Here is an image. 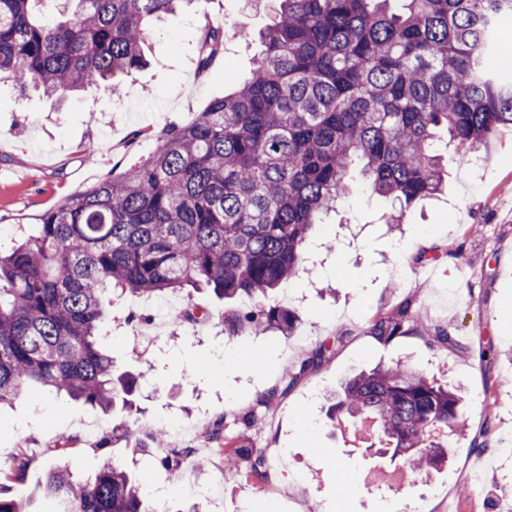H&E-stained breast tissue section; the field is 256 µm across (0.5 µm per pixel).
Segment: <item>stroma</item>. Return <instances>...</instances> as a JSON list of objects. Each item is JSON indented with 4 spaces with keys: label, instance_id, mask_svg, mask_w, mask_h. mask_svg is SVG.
<instances>
[{
    "label": "stroma",
    "instance_id": "35a3bbf8",
    "mask_svg": "<svg viewBox=\"0 0 512 512\" xmlns=\"http://www.w3.org/2000/svg\"><path fill=\"white\" fill-rule=\"evenodd\" d=\"M213 27L225 30L223 51L208 73L196 70L197 12L180 9L155 24L144 46L147 67L124 77L123 107L115 109L103 84L92 83L62 105L37 92L17 98L0 88V248L35 233L39 217L101 180L119 176L151 152L157 134L183 122L246 79L262 51L260 34L269 21V0H211ZM386 204L366 189L329 213L306 245L321 252L323 269L281 284L270 303L293 305L303 323L289 336L238 335L224 328L227 301L213 293L170 292L166 303H191L204 317L163 324L143 309L142 299L113 300L103 332L116 372L140 375L137 412L110 413L87 405H60L51 395L27 392L0 409V466L26 449L31 457L14 493L30 512L42 504L33 492L70 436L80 441L71 457L75 474L92 478L103 460L126 466L144 492L171 486L175 512H512V129L502 130L474 153L471 163L448 164L442 191L419 200L399 230H388ZM462 245L454 262L426 266L413 258L424 243ZM415 302L420 324L451 325L455 336L476 351L492 344V362L476 354L432 347L419 336L384 344L369 332L376 313L403 299ZM351 334L319 371L288 397L257 406L258 394L276 384L317 342L339 327ZM402 361L433 375L465 396L466 430L454 435L448 465L417 486L371 487L369 475L396 477L388 459L364 450L360 436L332 425L325 400L352 373ZM180 419L184 432L171 434L181 448L196 449L207 465H184L179 483L162 465L153 442L154 422ZM222 422L226 438L244 436L247 447L276 458L282 492L270 498L245 475L224 472V457L209 435ZM137 429L141 450L122 435ZM485 435L496 448L482 490L463 495ZM224 486L214 505L196 488Z\"/></svg>",
    "mask_w": 512,
    "mask_h": 512
}]
</instances>
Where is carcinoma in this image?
Segmentation results:
<instances>
[{
    "label": "carcinoma",
    "instance_id": "cac0c4a2",
    "mask_svg": "<svg viewBox=\"0 0 512 512\" xmlns=\"http://www.w3.org/2000/svg\"><path fill=\"white\" fill-rule=\"evenodd\" d=\"M186 2L205 0H0V84L39 89L56 101L146 64L150 23ZM277 7L251 76L191 119L167 126L154 152L45 212L36 234L0 254V405L32 387L105 411L127 404L136 378L115 374L101 326L106 295L153 297L209 288L247 300L228 311L233 333H294L299 311L268 294L305 266L303 247L320 215L357 190L354 163L371 194L390 204L389 224L436 195L445 155L463 162L503 128H512V57L499 50L512 0H273ZM222 32L204 23L196 61L209 70ZM462 247L432 246L416 262L456 258ZM417 328L413 301L376 316L370 334L388 343ZM441 348H472L440 323L422 328ZM332 346L308 350L257 400L269 407L329 360ZM329 418L354 433L373 422L377 451L409 472L449 460V438L464 428L462 398L422 371L399 363L347 378L331 395ZM224 466L249 461L264 482L263 454L224 444ZM187 448L169 451L175 471ZM30 464L20 452L0 467V512H25L12 496ZM47 512H152L149 498L120 464L94 478L68 465L38 486Z\"/></svg>",
    "mask_w": 512,
    "mask_h": 512
}]
</instances>
